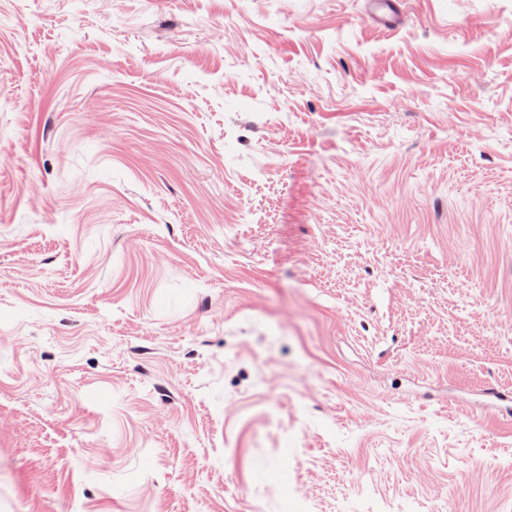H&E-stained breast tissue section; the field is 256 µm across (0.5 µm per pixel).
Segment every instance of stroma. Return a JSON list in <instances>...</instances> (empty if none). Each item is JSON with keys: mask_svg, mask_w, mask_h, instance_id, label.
<instances>
[{"mask_svg": "<svg viewBox=\"0 0 512 512\" xmlns=\"http://www.w3.org/2000/svg\"><path fill=\"white\" fill-rule=\"evenodd\" d=\"M0 0V512H512V0ZM396 0H369V10L376 19L379 26L385 29L395 27L397 17Z\"/></svg>", "mask_w": 512, "mask_h": 512, "instance_id": "obj_1", "label": "stroma"}]
</instances>
